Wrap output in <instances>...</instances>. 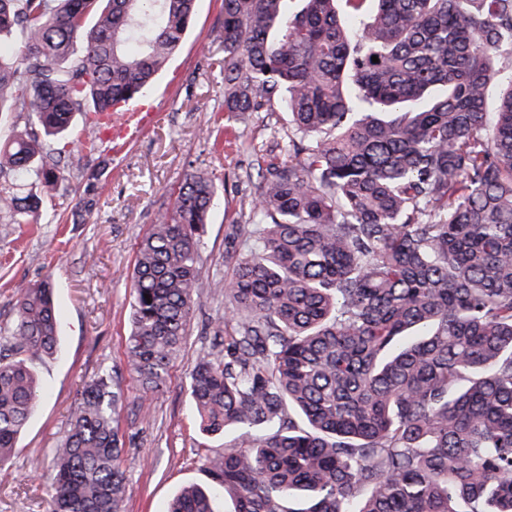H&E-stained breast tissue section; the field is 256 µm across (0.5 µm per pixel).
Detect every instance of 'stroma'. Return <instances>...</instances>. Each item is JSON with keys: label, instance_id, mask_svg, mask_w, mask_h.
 Wrapping results in <instances>:
<instances>
[{"label": "stroma", "instance_id": "35a3bbf8", "mask_svg": "<svg viewBox=\"0 0 512 512\" xmlns=\"http://www.w3.org/2000/svg\"><path fill=\"white\" fill-rule=\"evenodd\" d=\"M222 15L223 0H196L182 48L150 93L154 115L142 139L117 157L73 154L69 178L53 200L55 223H0V350L7 348L19 288L51 280L61 320L58 354L35 364L44 396L9 467L0 470V512H51L50 484L37 472L59 448L83 382L104 369L116 372L125 395L124 512H166L182 487L212 484L203 457L219 452L225 438L199 432L190 376L224 318V291L216 283L232 274L227 229L249 223L258 195V180L248 175L253 149H274L288 127L283 111L246 117L225 111L224 78L207 66L223 49ZM192 170L210 173L219 187L201 252L200 302L165 384L146 395L125 363L135 249Z\"/></svg>", "mask_w": 512, "mask_h": 512}]
</instances>
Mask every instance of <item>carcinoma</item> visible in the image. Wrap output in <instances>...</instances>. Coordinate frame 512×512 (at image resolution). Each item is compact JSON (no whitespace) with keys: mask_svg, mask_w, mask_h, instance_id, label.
<instances>
[{"mask_svg":"<svg viewBox=\"0 0 512 512\" xmlns=\"http://www.w3.org/2000/svg\"><path fill=\"white\" fill-rule=\"evenodd\" d=\"M196 0H0V219L37 220L67 180L74 117L147 94ZM224 111L284 105L261 156L224 342L190 393L234 512H512V0H224ZM379 62H372V57ZM41 183L45 194L21 191ZM218 186L192 170L137 243L125 361L159 388L199 303ZM150 298H145V295ZM49 280L18 291L0 358V469L42 397ZM123 394L85 382L52 460L54 512H123ZM166 512H215L184 487Z\"/></svg>","mask_w":512,"mask_h":512,"instance_id":"cac0c4a2","label":"carcinoma"}]
</instances>
